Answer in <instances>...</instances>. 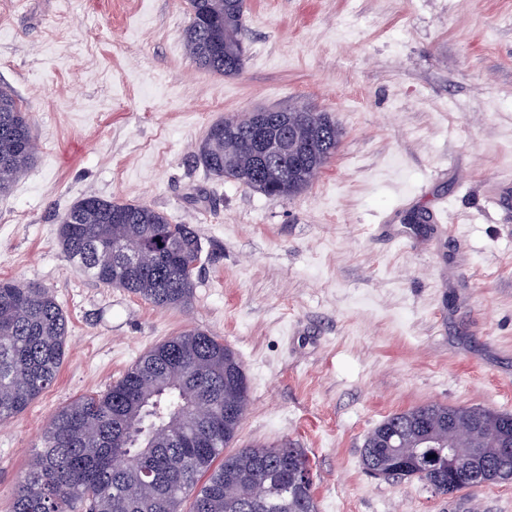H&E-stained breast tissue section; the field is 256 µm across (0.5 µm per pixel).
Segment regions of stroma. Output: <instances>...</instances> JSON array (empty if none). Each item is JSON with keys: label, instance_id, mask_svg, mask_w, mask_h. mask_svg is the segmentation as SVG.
<instances>
[{"label": "stroma", "instance_id": "obj_1", "mask_svg": "<svg viewBox=\"0 0 512 512\" xmlns=\"http://www.w3.org/2000/svg\"><path fill=\"white\" fill-rule=\"evenodd\" d=\"M190 21L185 0H0V86L36 141L0 197V278L49 289L70 330L54 385L0 424V512L60 407L192 328L245 369L234 449H306L319 512H512V482L440 496L361 459L395 412L512 414V0H246L230 78L196 66ZM300 101L342 133L306 190L199 162L212 124ZM90 195L196 229L189 308L70 265L57 225Z\"/></svg>", "mask_w": 512, "mask_h": 512}]
</instances>
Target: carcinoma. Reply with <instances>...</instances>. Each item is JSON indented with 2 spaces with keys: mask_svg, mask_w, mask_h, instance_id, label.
Returning <instances> with one entry per match:
<instances>
[{
  "mask_svg": "<svg viewBox=\"0 0 512 512\" xmlns=\"http://www.w3.org/2000/svg\"><path fill=\"white\" fill-rule=\"evenodd\" d=\"M184 40L199 68L234 76L244 66V0H189ZM272 128L291 135L301 156L275 168L258 164L251 127L255 113L210 126L199 158L206 171L273 198L312 184L340 141L336 123L306 105L260 109ZM35 141L28 113L0 88V193L33 163ZM66 259L98 283L122 288L159 309L184 308L193 298L200 238L189 224H173L143 204L90 196L74 203L57 228ZM134 252L137 265L122 284L112 279L122 264L114 249ZM68 318L46 288L0 279V423L22 413L50 388L61 367ZM249 403L245 370L224 342L187 330L146 350L107 388L62 406L41 436L20 477L12 512H318L302 448L254 444L225 452ZM432 436L468 458L471 449L494 450L512 440V414L481 407L428 404L394 413L364 439L362 462L383 478L423 481L440 495L506 482L512 459L490 456L475 470L463 463L451 474L429 462L401 469L386 448L395 429L404 452L419 447L420 419Z\"/></svg>",
  "mask_w": 512,
  "mask_h": 512,
  "instance_id": "carcinoma-1",
  "label": "carcinoma"
}]
</instances>
